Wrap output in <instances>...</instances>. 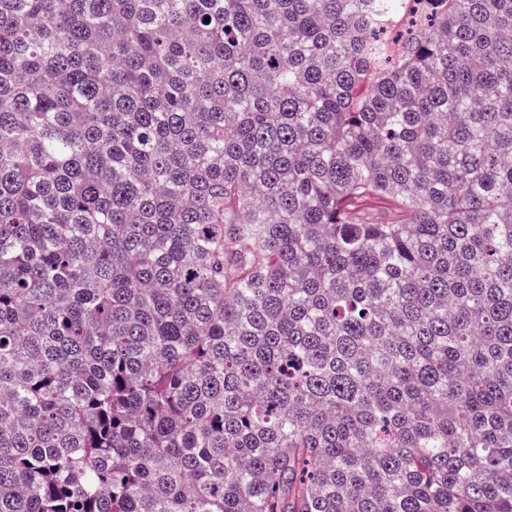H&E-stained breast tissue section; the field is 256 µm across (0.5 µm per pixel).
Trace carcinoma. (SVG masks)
<instances>
[{
  "label": "carcinoma",
  "instance_id": "obj_1",
  "mask_svg": "<svg viewBox=\"0 0 512 512\" xmlns=\"http://www.w3.org/2000/svg\"><path fill=\"white\" fill-rule=\"evenodd\" d=\"M403 2L0 0V512H512V0Z\"/></svg>",
  "mask_w": 512,
  "mask_h": 512
}]
</instances>
